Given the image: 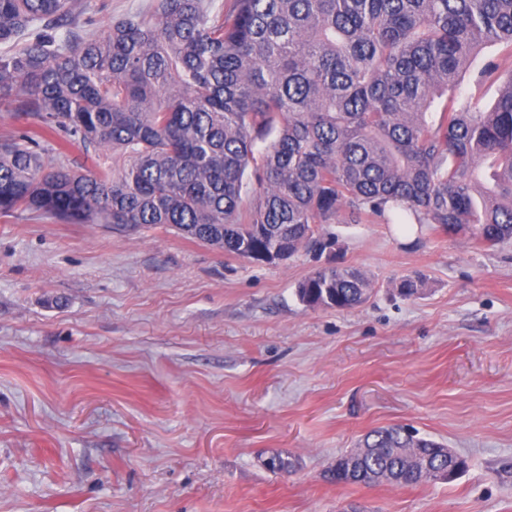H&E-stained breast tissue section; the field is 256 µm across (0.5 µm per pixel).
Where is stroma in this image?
Segmentation results:
<instances>
[{
    "mask_svg": "<svg viewBox=\"0 0 512 512\" xmlns=\"http://www.w3.org/2000/svg\"><path fill=\"white\" fill-rule=\"evenodd\" d=\"M328 230L321 257L255 265L172 229L0 216V512H512V244ZM334 265L369 274L367 302L300 304ZM393 424L466 473L328 479Z\"/></svg>",
    "mask_w": 512,
    "mask_h": 512,
    "instance_id": "1",
    "label": "stroma"
}]
</instances>
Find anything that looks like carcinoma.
Returning <instances> with one entry per match:
<instances>
[{"label":"carcinoma","instance_id":"1","mask_svg":"<svg viewBox=\"0 0 512 512\" xmlns=\"http://www.w3.org/2000/svg\"><path fill=\"white\" fill-rule=\"evenodd\" d=\"M85 11L0 0V105L41 121L0 142L1 215L170 227L257 265L321 255L342 215L512 241V0H156L102 36ZM479 57L475 80L500 82L489 109L460 88ZM59 132L111 164H54ZM372 291L361 269L331 266L296 296L348 310ZM438 445L377 428L329 476L450 482L466 460Z\"/></svg>","mask_w":512,"mask_h":512}]
</instances>
